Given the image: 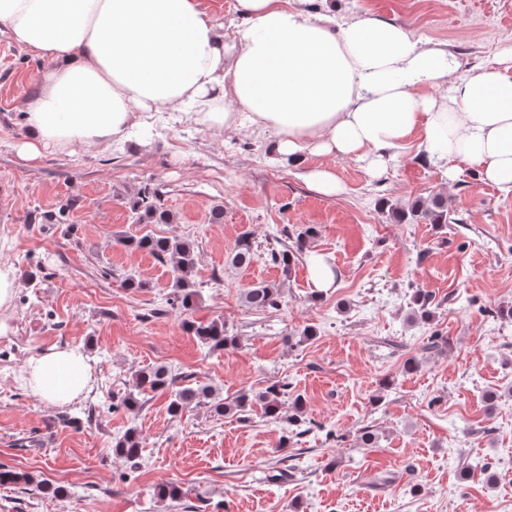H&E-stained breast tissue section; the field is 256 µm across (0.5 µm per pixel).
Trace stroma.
Wrapping results in <instances>:
<instances>
[{"instance_id":"stroma-1","label":"stroma","mask_w":512,"mask_h":512,"mask_svg":"<svg viewBox=\"0 0 512 512\" xmlns=\"http://www.w3.org/2000/svg\"><path fill=\"white\" fill-rule=\"evenodd\" d=\"M306 8L403 26L447 46L463 75L512 47V0ZM48 68L0 32V264L19 283L14 332L0 337V465L64 493L0 486V512H512V319L499 314L512 307V195L465 164L451 174L422 162L417 133L376 174L354 156L330 160L341 189L326 195L276 159L266 133L170 110L122 138L30 158L20 150L25 114ZM146 188L173 223H137L131 204ZM436 194L448 223L394 221L391 207ZM144 235L193 244L201 292L190 316L167 303L168 265L126 246ZM243 237L254 259L238 269L229 257ZM273 249L293 250L291 266L272 264ZM314 254L336 268L334 288L314 287ZM128 278L142 288H125ZM259 282L279 288V309L245 306L244 290ZM419 289L432 297L428 322L414 317ZM187 318L222 321L236 346L208 353ZM307 326L316 335L304 340ZM54 345L79 347L94 369L92 390L62 406L20 380L28 359ZM411 356L420 368L407 374ZM156 365L227 401L288 382L312 430L291 438L288 401L275 420L257 406L173 416L153 393L133 412L103 409ZM367 425L379 435L371 448L357 441ZM132 427L145 446L134 468L113 451ZM478 460L495 483L463 480ZM170 483L181 500L158 499Z\"/></svg>"}]
</instances>
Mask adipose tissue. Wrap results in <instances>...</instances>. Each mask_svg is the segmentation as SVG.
Returning a JSON list of instances; mask_svg holds the SVG:
<instances>
[{
    "label": "adipose tissue",
    "instance_id": "obj_1",
    "mask_svg": "<svg viewBox=\"0 0 512 512\" xmlns=\"http://www.w3.org/2000/svg\"><path fill=\"white\" fill-rule=\"evenodd\" d=\"M239 3L245 21L228 41L198 0H0V27L52 64L28 105L25 151L106 141L143 113L189 105L209 126L270 132L295 169L355 156L376 170L418 132L427 161L465 163L512 194V50L461 75L447 49L382 20L336 26L289 0ZM431 85L446 91L424 94ZM308 170L318 191H339L330 167ZM26 371L50 405L93 380L74 346L39 353Z\"/></svg>",
    "mask_w": 512,
    "mask_h": 512
}]
</instances>
